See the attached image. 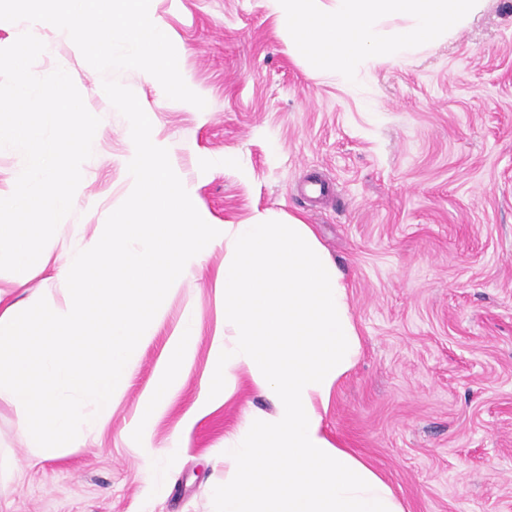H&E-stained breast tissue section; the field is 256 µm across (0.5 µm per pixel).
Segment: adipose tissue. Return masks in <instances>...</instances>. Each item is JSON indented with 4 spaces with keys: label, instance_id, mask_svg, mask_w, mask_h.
Wrapping results in <instances>:
<instances>
[{
    "label": "adipose tissue",
    "instance_id": "1",
    "mask_svg": "<svg viewBox=\"0 0 512 512\" xmlns=\"http://www.w3.org/2000/svg\"><path fill=\"white\" fill-rule=\"evenodd\" d=\"M196 334L195 323L191 320L185 321L176 330L165 373L143 399L141 406L143 420L147 421L155 417L175 397L180 382L188 372V359Z\"/></svg>",
    "mask_w": 512,
    "mask_h": 512
}]
</instances>
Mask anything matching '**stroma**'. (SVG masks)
Instances as JSON below:
<instances>
[{"mask_svg": "<svg viewBox=\"0 0 512 512\" xmlns=\"http://www.w3.org/2000/svg\"><path fill=\"white\" fill-rule=\"evenodd\" d=\"M149 13L205 108L162 96L142 71L116 78L148 113L195 207L216 224L299 217L345 276L363 348L325 417L331 437L405 512H512V0H487L452 38L359 66L352 82L289 53L267 0H151ZM58 67L101 119L79 200L45 247L65 259L101 237L129 194V123L70 38L51 30L33 71ZM228 156L240 166H225ZM314 176L328 195L310 192ZM223 265L215 249L167 295L95 445L32 453L16 411L0 403V512H213L212 490L228 474L225 432L245 408L273 409L248 375L185 435L158 493L142 457L145 446H169L211 377ZM0 290L25 309L64 301L45 271L21 286L0 271ZM187 315L197 322L188 375L140 424Z\"/></svg>", "mask_w": 512, "mask_h": 512, "instance_id": "stroma-1", "label": "stroma"}]
</instances>
